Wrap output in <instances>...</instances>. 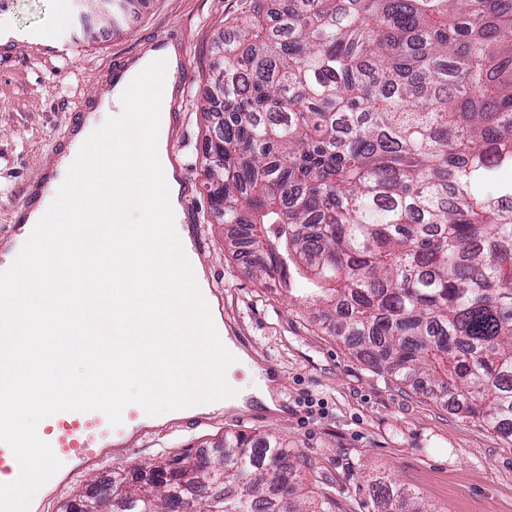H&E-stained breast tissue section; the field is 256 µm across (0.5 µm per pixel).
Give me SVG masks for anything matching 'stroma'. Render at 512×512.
Instances as JSON below:
<instances>
[{"instance_id": "stroma-1", "label": "stroma", "mask_w": 512, "mask_h": 512, "mask_svg": "<svg viewBox=\"0 0 512 512\" xmlns=\"http://www.w3.org/2000/svg\"><path fill=\"white\" fill-rule=\"evenodd\" d=\"M246 8V0H139L119 29L76 41L74 26L98 24L80 0H12L6 23L14 43L0 50V226L11 220L18 189L55 158L71 112L107 93L110 64L138 60L157 36H170L192 75L177 101L173 140L209 243L204 266L223 291L228 334L272 366L288 402L284 414L232 408L209 425L135 437L133 453L75 473L45 498L43 512H58L113 478L134 481L140 467L213 454L228 432L285 441L330 512H381L369 496L379 479L412 491L433 512H512V436L430 396L427 383L399 387L355 358L321 311L277 281L257 280L251 259L225 248L234 229L217 222L203 188L207 132L199 107L211 85V44L233 36Z\"/></svg>"}]
</instances>
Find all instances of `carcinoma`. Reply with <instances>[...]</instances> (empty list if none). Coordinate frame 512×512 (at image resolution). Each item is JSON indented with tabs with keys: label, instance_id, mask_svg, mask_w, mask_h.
I'll return each mask as SVG.
<instances>
[{
	"label": "carcinoma",
	"instance_id": "carcinoma-1",
	"mask_svg": "<svg viewBox=\"0 0 512 512\" xmlns=\"http://www.w3.org/2000/svg\"><path fill=\"white\" fill-rule=\"evenodd\" d=\"M212 56L204 188L229 245L286 288L303 269L357 356L512 434V0H250ZM290 457L226 433L68 512H192L201 491L203 512H325Z\"/></svg>",
	"mask_w": 512,
	"mask_h": 512
}]
</instances>
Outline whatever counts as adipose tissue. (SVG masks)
Wrapping results in <instances>:
<instances>
[{
    "mask_svg": "<svg viewBox=\"0 0 512 512\" xmlns=\"http://www.w3.org/2000/svg\"><path fill=\"white\" fill-rule=\"evenodd\" d=\"M178 65L172 46L139 60L127 73L126 87L112 94L108 139L86 132L76 152L52 163L63 176L77 159L95 157L109 171L114 193L95 196L82 216L96 229L93 247L60 248L51 271L35 269L13 304L0 308V412L18 411L22 429L34 426L25 417L29 395L47 391L54 409L85 383L96 386L107 407L116 399L149 403L157 424L164 423V410L204 381L223 382L237 408L245 392L229 379L233 364L256 380L255 395L265 409L276 408L274 377L246 351L228 359L211 355L212 339L189 301L201 268H187L176 248L158 257L147 241L153 226L173 222L178 207L174 166L156 143L169 133L170 76ZM146 83L152 123L139 126L136 92ZM79 270L93 274L88 290L73 286ZM160 295L167 305L156 306ZM72 362L81 365L79 375L67 373Z\"/></svg>",
    "mask_w": 512,
    "mask_h": 512,
    "instance_id": "obj_1",
    "label": "adipose tissue"
}]
</instances>
